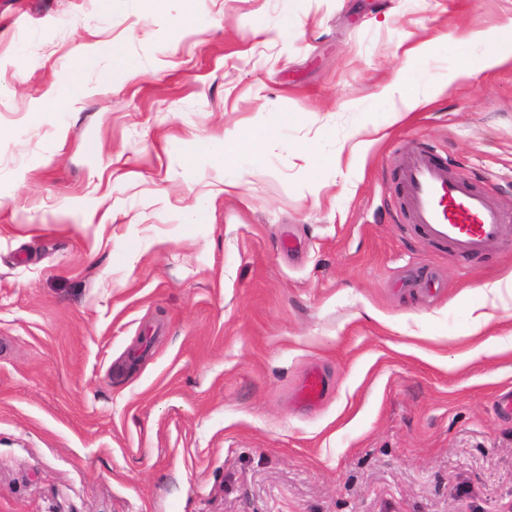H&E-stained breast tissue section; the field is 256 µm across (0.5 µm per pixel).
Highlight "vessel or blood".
Returning a JSON list of instances; mask_svg holds the SVG:
<instances>
[{
	"label": "vessel or blood",
	"mask_w": 512,
	"mask_h": 512,
	"mask_svg": "<svg viewBox=\"0 0 512 512\" xmlns=\"http://www.w3.org/2000/svg\"><path fill=\"white\" fill-rule=\"evenodd\" d=\"M400 180L407 222L432 242L460 255H476L501 242L506 214L457 174L435 147L412 154L401 168ZM329 390V376L315 367L306 375L299 399L315 405Z\"/></svg>",
	"instance_id": "obj_1"
}]
</instances>
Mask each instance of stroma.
<instances>
[{"label":"stroma","instance_id":"35a3bbf8","mask_svg":"<svg viewBox=\"0 0 512 512\" xmlns=\"http://www.w3.org/2000/svg\"><path fill=\"white\" fill-rule=\"evenodd\" d=\"M299 18L301 29L289 27ZM512 0H0V512H512V63L436 35ZM414 86L443 94L303 190ZM73 95L64 109L47 103ZM279 120L216 164L225 134ZM441 150L508 218L459 256L406 224ZM442 356L410 353L418 336ZM323 368L317 406L302 382ZM299 151L306 156L313 178L318 177L325 170H339L341 168L344 147L333 155H324L312 146L301 147ZM330 378L319 367L312 368L306 375L299 394V400L306 405L323 401L330 390Z\"/></svg>","mask_w":512,"mask_h":512}]
</instances>
